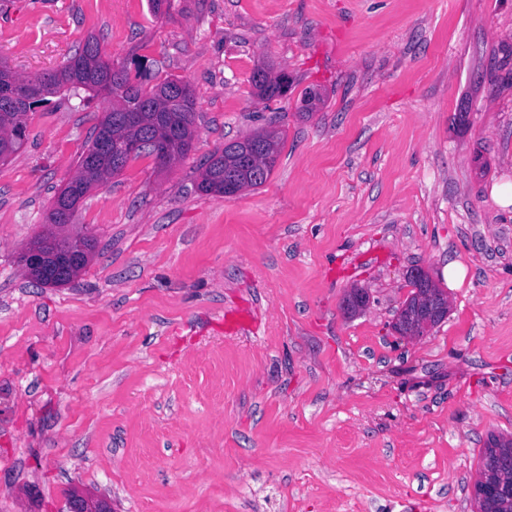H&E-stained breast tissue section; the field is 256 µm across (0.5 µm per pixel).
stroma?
<instances>
[{
    "mask_svg": "<svg viewBox=\"0 0 512 512\" xmlns=\"http://www.w3.org/2000/svg\"><path fill=\"white\" fill-rule=\"evenodd\" d=\"M91 36L144 87L189 82L197 135L85 197L69 229L96 248L60 287L18 257L105 101L54 96L0 163V512H477L481 451L512 436V0H0L17 75ZM261 65L287 95L257 99ZM270 124L265 184L196 191ZM414 267L448 314L401 337ZM408 278L414 281V286H412V288H414L415 294H411L406 299V301L402 304V306L397 314L396 320L393 324V328H394L395 333H397L398 335L420 337V336H424L427 333V331L430 329V327L432 326L433 316L431 318V315H430L427 318L422 319L418 328H415L413 331H408V332H405L400 327L401 316H402L404 310L407 308L408 300L414 295H417L419 303L420 302L426 303V304L429 303L431 300V293L428 292L427 288H434V283H433L431 276L428 274V272H426L422 268L411 270L408 274ZM435 287L436 288H434V290L436 291V293L439 295H442L444 297V299H446L448 301L447 296L445 295L444 291L440 288H437V286H435ZM419 288H421V290Z\"/></svg>",
    "mask_w": 512,
    "mask_h": 512,
    "instance_id": "stroma-1",
    "label": "stroma"
}]
</instances>
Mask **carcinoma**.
Returning a JSON list of instances; mask_svg holds the SVG:
<instances>
[{
    "mask_svg": "<svg viewBox=\"0 0 512 512\" xmlns=\"http://www.w3.org/2000/svg\"><path fill=\"white\" fill-rule=\"evenodd\" d=\"M288 75L276 73V82L262 87L253 85L256 95L266 101L281 97L288 91ZM62 91L87 98L99 96L110 102L86 151L79 159L78 172L72 180L81 185L85 193L99 183L120 173L129 156L120 163L112 164V158L98 152L99 144L117 145L122 139L135 137L157 128L170 132L174 152L168 160L172 165L185 158L193 147L195 138V98L189 83L180 79H167L145 90L130 80L123 67H116L106 60L97 40L90 36L80 50L75 52L60 68L19 77L9 68L0 70V100L8 97L12 106H0V161L15 154L27 138V113L47 102V97ZM322 102V93L316 87H308L302 94V110L310 115ZM266 158L255 167L245 166L240 159L251 153L253 141L235 140L214 152L197 183L202 195L224 194V178H234L242 186L258 187L271 175L279 156L280 136L275 130L265 133ZM76 211L67 204L64 196L54 198L46 215L45 223L58 229L69 226ZM83 245L88 252L95 248L94 239L86 234H62L49 232L42 235L40 246L45 255L44 269H58L63 254ZM493 481L500 485L497 497L489 504L475 498L478 512H512V438L491 436L481 452L478 478L474 487Z\"/></svg>",
    "mask_w": 512,
    "mask_h": 512,
    "instance_id": "1",
    "label": "carcinoma"
}]
</instances>
